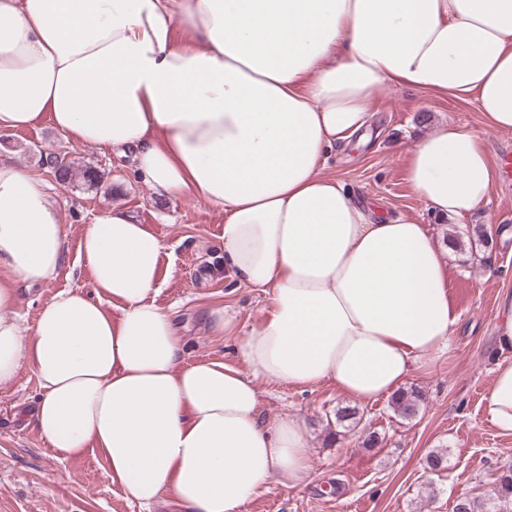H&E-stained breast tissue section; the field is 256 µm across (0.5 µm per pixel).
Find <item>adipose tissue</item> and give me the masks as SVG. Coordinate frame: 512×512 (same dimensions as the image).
<instances>
[{
  "mask_svg": "<svg viewBox=\"0 0 512 512\" xmlns=\"http://www.w3.org/2000/svg\"><path fill=\"white\" fill-rule=\"evenodd\" d=\"M177 25L190 35L179 47ZM390 86L475 101L512 131V0H0V130L50 120L132 155L160 195L206 200L224 215L225 274L270 297L243 368L183 363L154 301L161 241L115 207L81 227L93 294L60 291L27 329L14 284L54 279L66 232L42 181L1 157L0 387L33 370V426L50 448L101 454L148 510L170 498L241 512L311 475L306 418L263 420L258 383L330 382L367 402L450 349L445 248L322 173ZM494 177L480 135L447 122L407 159L410 187L443 218L486 202ZM486 416L512 435V361L492 370Z\"/></svg>",
  "mask_w": 512,
  "mask_h": 512,
  "instance_id": "adipose-tissue-1",
  "label": "adipose tissue"
}]
</instances>
